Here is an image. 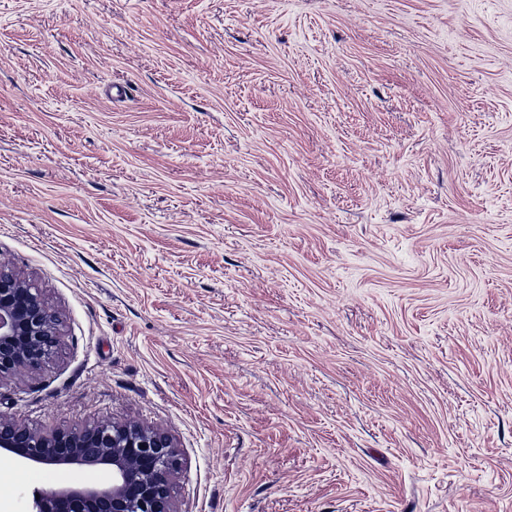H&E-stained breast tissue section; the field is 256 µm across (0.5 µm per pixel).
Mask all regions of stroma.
<instances>
[{
  "label": "stroma",
  "mask_w": 512,
  "mask_h": 512,
  "mask_svg": "<svg viewBox=\"0 0 512 512\" xmlns=\"http://www.w3.org/2000/svg\"><path fill=\"white\" fill-rule=\"evenodd\" d=\"M0 265L177 512H512V0H0Z\"/></svg>",
  "instance_id": "35a3bbf8"
}]
</instances>
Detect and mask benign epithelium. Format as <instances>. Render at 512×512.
<instances>
[{
	"mask_svg": "<svg viewBox=\"0 0 512 512\" xmlns=\"http://www.w3.org/2000/svg\"><path fill=\"white\" fill-rule=\"evenodd\" d=\"M61 341L59 315L41 290L0 268V381L38 373ZM0 450L23 463L112 469V484L47 491L33 499V512H175L171 488L180 452L164 432L102 418L44 433L1 419Z\"/></svg>",
	"mask_w": 512,
	"mask_h": 512,
	"instance_id": "obj_1",
	"label": "benign epithelium"
}]
</instances>
